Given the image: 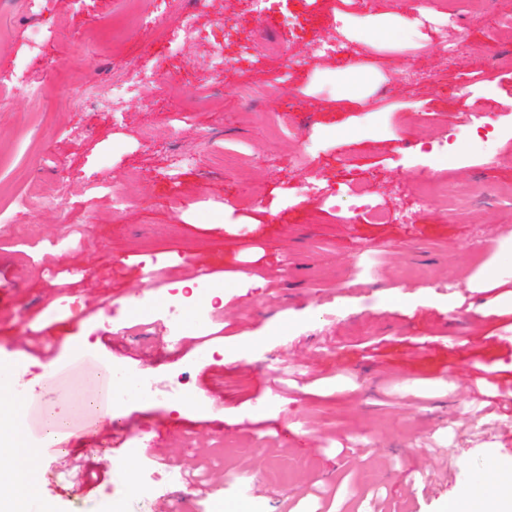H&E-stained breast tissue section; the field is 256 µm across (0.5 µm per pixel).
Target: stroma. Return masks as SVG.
Instances as JSON below:
<instances>
[{
	"label": "stroma",
	"instance_id": "obj_1",
	"mask_svg": "<svg viewBox=\"0 0 512 512\" xmlns=\"http://www.w3.org/2000/svg\"><path fill=\"white\" fill-rule=\"evenodd\" d=\"M439 0H351L350 53L299 65L309 44L332 39L340 22L330 0H286L258 17L252 0H206L199 33L167 57L153 32L129 23L121 53L111 42L92 59L76 54L84 32L112 23L114 0H0V367L24 374L31 393L13 415L40 448L39 493L71 512H201L197 491L177 475L197 466L207 488L233 512L251 479V512H498L500 479L512 480V408L498 419L475 414L485 388L512 386V0H491L440 38L392 25L439 8ZM49 40L48 60L29 57L33 34ZM265 48L255 61L252 47ZM221 55L227 67L213 72ZM155 69L121 112L95 104L75 111L44 97L33 106L12 91L19 68L45 87L107 86L118 61ZM482 82L468 98L460 70ZM422 73L406 84V71ZM265 85L255 104L240 82ZM190 111L171 125L157 103ZM489 116L471 134L457 114ZM290 111L302 137L268 138L260 112ZM152 124L157 139L140 138ZM446 141V151L410 161L405 143ZM492 148L493 169L480 151ZM247 150L252 162L213 169V154ZM190 155L176 180L162 177L170 153ZM363 178V193L389 207L433 177L485 196L460 212L423 204L413 223L376 221L340 191L338 209L302 201L309 182ZM64 180L75 202L66 213H29L19 201L36 179ZM135 200L114 217L112 191ZM179 193L183 205L167 198ZM31 226L32 248L13 237ZM53 261L78 274L50 281ZM183 311L179 349L168 345L159 304L168 286L197 281ZM93 343L86 363L76 350ZM219 348L211 356V348ZM122 368L124 401L112 416L78 408L74 393L98 388L97 365ZM54 367L49 385L35 370ZM149 370L159 386L180 378L192 401L181 411L136 395ZM90 437L60 450L42 444L51 418ZM125 439L106 447L113 422ZM129 460L131 471L115 470ZM96 480H88V473ZM486 493L471 497L473 482Z\"/></svg>",
	"mask_w": 512,
	"mask_h": 512
}]
</instances>
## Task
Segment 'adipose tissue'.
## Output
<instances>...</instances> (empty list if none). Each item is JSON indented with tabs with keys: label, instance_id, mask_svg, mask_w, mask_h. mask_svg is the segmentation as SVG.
Segmentation results:
<instances>
[{
	"label": "adipose tissue",
	"instance_id": "1",
	"mask_svg": "<svg viewBox=\"0 0 512 512\" xmlns=\"http://www.w3.org/2000/svg\"><path fill=\"white\" fill-rule=\"evenodd\" d=\"M36 456L16 426H0V512H19L23 501L38 493Z\"/></svg>",
	"mask_w": 512,
	"mask_h": 512
}]
</instances>
